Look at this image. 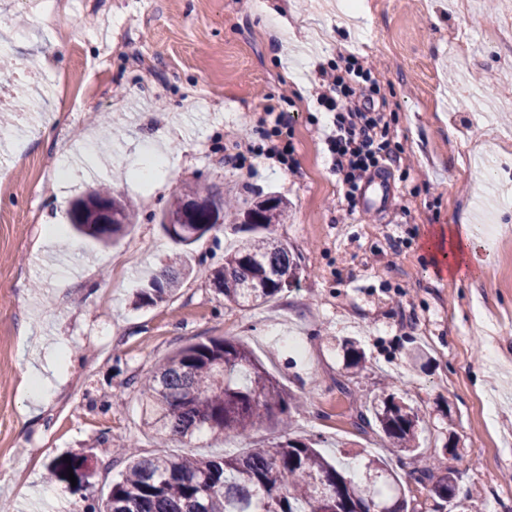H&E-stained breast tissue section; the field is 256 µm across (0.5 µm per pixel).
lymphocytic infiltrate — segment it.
Instances as JSON below:
<instances>
[{
  "label": "lymphocytic infiltrate",
  "mask_w": 512,
  "mask_h": 512,
  "mask_svg": "<svg viewBox=\"0 0 512 512\" xmlns=\"http://www.w3.org/2000/svg\"><path fill=\"white\" fill-rule=\"evenodd\" d=\"M371 68L361 57L347 54L343 67L320 70V106L332 112V125L325 141L333 156V168L348 186L349 199H356L367 176L384 171L392 152L386 139L387 126L371 99H357L356 85L370 81Z\"/></svg>",
  "instance_id": "1"
}]
</instances>
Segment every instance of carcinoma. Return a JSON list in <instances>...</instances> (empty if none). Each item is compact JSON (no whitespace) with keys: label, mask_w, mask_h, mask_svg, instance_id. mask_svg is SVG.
Returning a JSON list of instances; mask_svg holds the SVG:
<instances>
[{"label":"carcinoma","mask_w":512,"mask_h":512,"mask_svg":"<svg viewBox=\"0 0 512 512\" xmlns=\"http://www.w3.org/2000/svg\"><path fill=\"white\" fill-rule=\"evenodd\" d=\"M109 206L112 221L99 223L95 206ZM254 224H232L239 235L224 265L211 274L213 285L228 302L243 308L263 306L280 294L285 280L297 278L298 265L288 243L267 233L286 215V204L270 197L249 208ZM201 225L203 231L174 239L191 246L219 230L226 220L224 202L201 186L186 187L175 195L166 215ZM74 229L104 243L124 234L133 213L114 191L94 188L78 199L70 212ZM184 276L182 255L152 274L136 292L138 304L154 305L174 293ZM146 424L157 439H192L207 433L216 440H247L257 426L268 423L288 431L291 421L287 393L244 344L214 338L189 344L161 362L141 383ZM364 426H374L392 447L417 451L420 410L388 394L373 401L359 415ZM121 479L112 485L106 500L89 503V512H353L356 504L369 512V503L389 500L390 512H408V502L397 475L378 457L367 459L362 474L344 476L313 446V442L286 437L268 448H249L237 456L220 459L195 456H136L126 448ZM77 478L74 490L89 486L88 456L68 453L48 464L49 477L68 482L67 468ZM457 471L445 466L418 470L417 481L432 483L431 491L442 501L455 496Z\"/></svg>","instance_id":"1"}]
</instances>
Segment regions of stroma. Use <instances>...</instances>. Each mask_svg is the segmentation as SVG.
<instances>
[{
	"label": "stroma",
	"instance_id": "1",
	"mask_svg": "<svg viewBox=\"0 0 512 512\" xmlns=\"http://www.w3.org/2000/svg\"><path fill=\"white\" fill-rule=\"evenodd\" d=\"M0 0V29L24 109L0 137V500L13 512H69L72 490L32 479L65 451L89 455V498L106 496L143 456L240 454L207 437L160 444L142 416L141 380L173 351L212 338L246 342L285 389L305 401L292 434L319 440L342 462L398 460L357 417L396 393L420 408V462L458 473L462 512H512V56L482 39L512 22V0ZM279 10L290 44L262 7ZM468 38L460 58L444 39ZM368 59L383 88L384 119L400 162L378 212L348 211L317 102L319 66L346 53ZM284 114L294 170L252 147L265 107ZM53 123L50 143L39 140ZM165 161L150 184L125 176L146 149ZM243 152L242 167L225 164ZM106 183L132 206L114 245L68 227L42 240V215ZM199 184L240 205L276 194L288 218L272 235L298 257L299 280L269 303H227L208 274L232 237L214 232L188 255L193 272L167 300L138 306L141 279L175 249L160 222L176 191ZM448 224H491L497 242L475 276L434 273L427 241ZM299 339L295 352L270 333ZM48 397L31 406L21 358L36 338ZM365 353L347 368L343 339ZM72 362L62 365L60 351Z\"/></svg>",
	"mask_w": 512,
	"mask_h": 512
}]
</instances>
